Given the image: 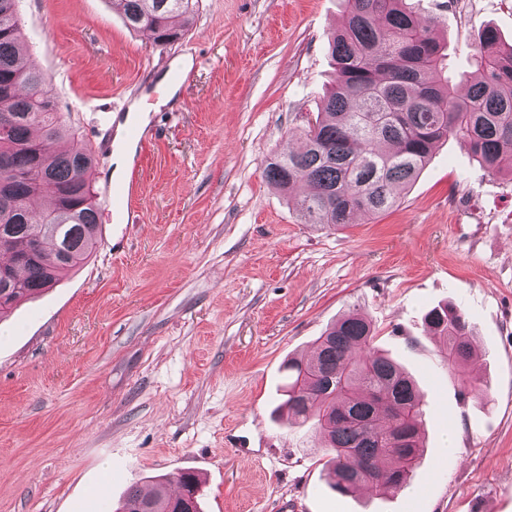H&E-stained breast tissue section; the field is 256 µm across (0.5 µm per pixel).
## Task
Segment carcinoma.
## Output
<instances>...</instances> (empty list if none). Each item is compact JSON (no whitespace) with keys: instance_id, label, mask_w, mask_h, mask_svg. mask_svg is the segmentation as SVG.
I'll list each match as a JSON object with an SVG mask.
<instances>
[{"instance_id":"cac0c4a2","label":"carcinoma","mask_w":512,"mask_h":512,"mask_svg":"<svg viewBox=\"0 0 512 512\" xmlns=\"http://www.w3.org/2000/svg\"><path fill=\"white\" fill-rule=\"evenodd\" d=\"M199 0H122L125 24L166 46L194 21ZM329 41L336 81L302 147L270 159L266 177L288 192L304 185L296 207L307 224L344 229L393 208L435 148L454 138L488 173L512 182V43L485 29L467 92L448 78L438 23L408 0H346ZM0 0V254L17 292L0 314L82 267L99 236L98 203L86 174L96 157L66 144L70 128L46 80L21 45L14 4ZM448 368L466 369L478 388L481 363L462 312L439 306L424 316ZM371 321L355 310L333 323L312 354L290 358L282 407L314 421L330 487L342 496L368 486L403 491L423 452V397L416 382L374 346ZM179 485L173 495L168 485ZM200 483L184 470L147 490L135 485L115 512H201Z\"/></svg>"}]
</instances>
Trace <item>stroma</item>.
<instances>
[{"label":"stroma","mask_w":512,"mask_h":512,"mask_svg":"<svg viewBox=\"0 0 512 512\" xmlns=\"http://www.w3.org/2000/svg\"><path fill=\"white\" fill-rule=\"evenodd\" d=\"M411 2L437 19L457 82L486 27L512 41V0ZM344 9L199 0L161 47L115 0H19L31 61L97 156L95 193L129 106L182 79L140 112L136 223L102 222L82 268L0 321V512H112L183 470L202 512H512V183L451 139L394 208L333 230L264 176L321 108ZM445 304L487 362L481 392L425 332ZM355 308L425 396L420 467L387 497L332 491L312 424L275 412L284 361Z\"/></svg>","instance_id":"obj_1"}]
</instances>
